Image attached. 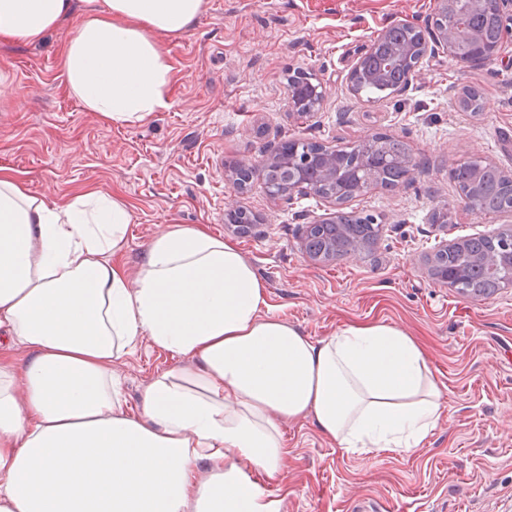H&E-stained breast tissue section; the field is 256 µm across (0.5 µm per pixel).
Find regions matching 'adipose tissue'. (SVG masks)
Returning <instances> with one entry per match:
<instances>
[{
  "instance_id": "obj_1",
  "label": "adipose tissue",
  "mask_w": 512,
  "mask_h": 512,
  "mask_svg": "<svg viewBox=\"0 0 512 512\" xmlns=\"http://www.w3.org/2000/svg\"><path fill=\"white\" fill-rule=\"evenodd\" d=\"M81 1L70 93L116 125L165 107L160 39L205 0H0V44L42 41ZM130 222L116 196L50 205L0 168V512H268L243 469L278 472L284 423L309 414L343 451L399 455L436 427L442 391L415 338L375 323L311 341L201 224L152 237L129 276ZM144 340L179 363L133 408L115 367Z\"/></svg>"
}]
</instances>
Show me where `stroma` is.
I'll return each instance as SVG.
<instances>
[{"label": "stroma", "mask_w": 512, "mask_h": 512, "mask_svg": "<svg viewBox=\"0 0 512 512\" xmlns=\"http://www.w3.org/2000/svg\"><path fill=\"white\" fill-rule=\"evenodd\" d=\"M437 0H207L181 37L166 41L174 72L167 106L117 126L67 90L60 52L73 16L31 45L0 44V167L47 203L95 190L132 213L123 260L136 272L146 242L173 224H203L233 241L268 286L269 311L312 340L349 323H385L416 338L443 385L446 408L421 448L347 453L313 417L287 422L289 454L259 473L272 512H512V288L471 299L435 284L428 257L441 240L512 229V211H468L450 180L478 156L512 174V41L494 61L425 56L409 90L366 100L349 73L387 26L425 24ZM325 87L307 118L290 110L288 74ZM483 108L463 110L464 87ZM376 133L399 138L418 165L411 183L369 186L343 205L313 195L272 202L261 180L240 191L227 178L289 139L339 150ZM250 212L248 231L225 218ZM343 211L381 219L373 256L316 264L302 225ZM141 343L115 371L129 404L174 366Z\"/></svg>", "instance_id": "stroma-1"}]
</instances>
